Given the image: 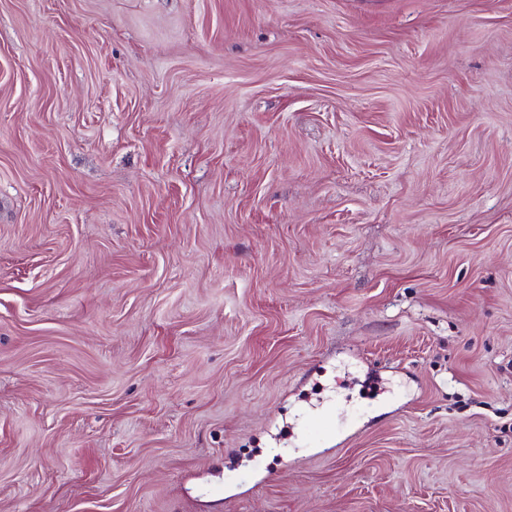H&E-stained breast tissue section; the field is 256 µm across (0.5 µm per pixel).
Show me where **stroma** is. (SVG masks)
<instances>
[{
  "label": "stroma",
  "mask_w": 512,
  "mask_h": 512,
  "mask_svg": "<svg viewBox=\"0 0 512 512\" xmlns=\"http://www.w3.org/2000/svg\"><path fill=\"white\" fill-rule=\"evenodd\" d=\"M0 512H512V0H0Z\"/></svg>",
  "instance_id": "obj_1"
}]
</instances>
